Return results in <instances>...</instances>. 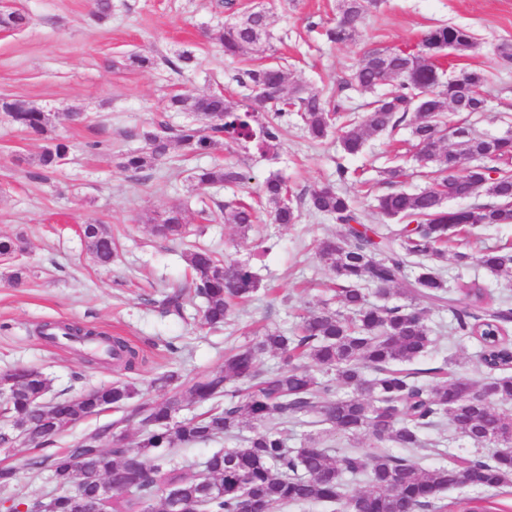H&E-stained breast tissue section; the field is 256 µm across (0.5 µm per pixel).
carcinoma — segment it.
<instances>
[{"label":"carcinoma","mask_w":512,"mask_h":512,"mask_svg":"<svg viewBox=\"0 0 512 512\" xmlns=\"http://www.w3.org/2000/svg\"><path fill=\"white\" fill-rule=\"evenodd\" d=\"M374 0H339V18L325 30L336 46L351 41ZM272 39L263 4L224 22L218 40L224 57L244 60L266 50ZM475 41L462 26L428 29L417 44L367 53L350 74L348 84L373 93L387 83L394 91L367 103L362 120L349 118L342 127V106L331 97L300 84H289L281 64H262L246 72L256 92L252 102H234L222 95L187 98L176 95L169 107L192 112L195 120L168 134L152 126L137 137L138 149L127 152L121 167L133 174L164 164L172 145L193 154L231 138L262 156H276L288 124L298 112L308 137L322 141L340 130V151L362 152L369 138L393 131L413 117L412 135L417 158L432 164L435 177L418 192L392 189L376 196L379 213L391 220L380 227L360 224L347 192L331 183L314 187L303 199L309 210L331 217L341 233L321 242L318 257L335 274L333 300L302 317L291 334L277 329L234 347L224 354V366L192 378L178 371L157 377L151 386L165 391L157 401L141 396L137 384L118 379L75 398L47 399L51 381L36 368L0 373L10 398L0 409V448L27 442L43 447L85 417L111 409L121 416L79 437L73 447L28 460L33 470L48 472L56 512H98L101 482L114 474L124 483L112 496L110 512H167L155 502L161 487L174 483L194 512H239L243 497L259 501L266 512H286L314 506L337 507V512H422L443 509L441 496L462 485L466 474L476 477L473 488L495 490L512 485V303L497 301L478 283L461 282L458 297L448 296V281L432 260L448 253V244L461 233L484 225L512 224V136L494 142L489 171L457 169L475 155L487 153V139L463 123L444 120L468 103L482 112L485 75L462 68L447 77L440 59L447 51L470 53ZM13 121L38 135L48 134L38 112H18ZM68 153L64 143L47 144L37 159L40 173H52ZM245 175L233 165H216L194 173L196 189L237 184ZM492 198L489 203L450 208V199ZM292 191L277 174L263 181L258 205L243 200L218 205L224 223L244 234L263 212L272 224L297 219ZM152 231L180 239L183 216L172 208L151 218ZM97 264H112L116 246L112 232L92 224L84 234ZM191 271L188 285L164 291L154 300L163 313L182 316L189 299L202 302L200 326L218 328L230 320L235 307L261 287L253 266L217 252L196 247L185 252ZM486 269L512 275V245L488 249L478 257ZM417 272L409 274L410 268ZM419 300L416 305L387 306L368 298V290L385 295L393 287ZM446 307L452 313L455 335L476 341L484 376L468 378L453 370L451 357L433 367L416 368L433 346L430 312ZM51 336L80 341L103 339L108 358L131 372L143 357L120 336L94 326L57 323L46 326ZM273 354L281 365L265 368L260 357ZM342 388L345 393L337 394ZM190 406L205 411L190 416ZM479 451L493 445L488 459L457 457L448 464L422 468L394 449L446 450L425 438L443 421ZM139 426L138 441H126L127 424ZM326 425L353 440L370 436L373 447L327 449L306 433L299 446L288 447L282 424ZM252 435L244 437V428ZM237 441L234 448L226 441ZM214 446L202 473L189 475L190 463L174 461L175 450ZM16 469L0 468V512L33 508L12 491ZM365 483L361 491L348 487Z\"/></svg>","instance_id":"1"}]
</instances>
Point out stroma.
Here are the masks:
<instances>
[{
    "instance_id": "1",
    "label": "stroma",
    "mask_w": 512,
    "mask_h": 512,
    "mask_svg": "<svg viewBox=\"0 0 512 512\" xmlns=\"http://www.w3.org/2000/svg\"><path fill=\"white\" fill-rule=\"evenodd\" d=\"M255 0H112L107 18L96 15L95 0H0V10L29 18L20 29L0 30V99L21 100L51 116L50 135L41 137L18 127L0 110V236L21 237L22 255L0 257V372L33 367L52 381L54 393L75 397L111 384L118 377L112 363H89L90 350L51 344L40 335L47 323L92 324L124 337L144 360L131 378L148 390L159 374L178 369L192 376L216 369L224 350L265 327L291 331L300 315L327 299L333 275L316 256L318 244L335 237L339 224L301 209L296 223L271 224L241 235L235 225L207 221L225 201L256 195L269 173L279 174L296 194L337 179L336 166L364 172L361 183L346 184L362 224L384 218L374 207L380 190L377 172L400 157L408 176L403 189L416 192L428 179L414 158L411 128L371 137L355 156H342L335 138H307L298 114H291L278 156L268 161L246 154L236 142L183 155L172 148L167 164L136 177L122 171L124 153L139 147L137 131L157 121L178 127L192 121L189 112H169L170 96L199 97L224 93L250 95L246 70L260 57L225 60L217 40L227 15L251 9ZM274 40L268 51L287 66L292 82L336 96L350 111L363 113L371 94L345 87L351 70L372 50L417 43L427 29L441 25L467 28L475 52L457 66L481 70L486 77L487 109L470 114L468 125L480 135L512 134V61L500 49L512 45V0H377L354 39L336 47L322 26L338 14L337 0H265ZM190 51V67L172 65ZM149 57L150 66L132 64L130 55ZM66 142L64 165L39 179L37 158L47 138ZM232 162L246 174L244 183L201 192L191 175L201 167ZM181 209L189 232L181 240L153 234L148 217ZM88 222L107 225L121 243L109 266L95 263L79 233ZM210 248L250 262L263 288L239 307L230 326L196 330L197 304L184 318L166 316L154 307L158 291L182 286L183 252ZM30 272L18 285L9 281L18 266ZM449 288L475 281L495 299L512 300V277L495 274L477 262H440ZM448 310H433V349L428 364L454 355L459 373L482 375L478 346L453 336ZM175 352H168L167 344ZM30 447L0 449V467L17 470L16 485L27 497L46 494L47 473L24 468Z\"/></svg>"
}]
</instances>
